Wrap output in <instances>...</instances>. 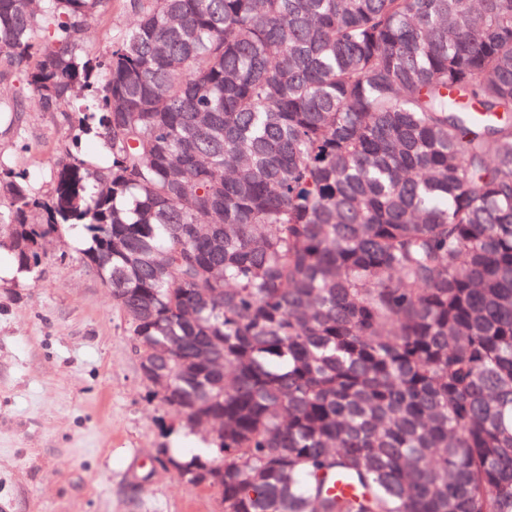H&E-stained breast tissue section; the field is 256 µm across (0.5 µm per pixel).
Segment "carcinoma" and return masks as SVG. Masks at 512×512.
<instances>
[{"mask_svg": "<svg viewBox=\"0 0 512 512\" xmlns=\"http://www.w3.org/2000/svg\"><path fill=\"white\" fill-rule=\"evenodd\" d=\"M110 5L0 0V64L112 152L4 173L0 247L80 232L172 347L224 476L168 462L224 512H512V0H131L81 53ZM133 14L127 0H112V6L105 12L88 21L91 43L85 45V49L96 55H102L109 51L112 38L124 31Z\"/></svg>", "mask_w": 512, "mask_h": 512, "instance_id": "1", "label": "carcinoma"}]
</instances>
